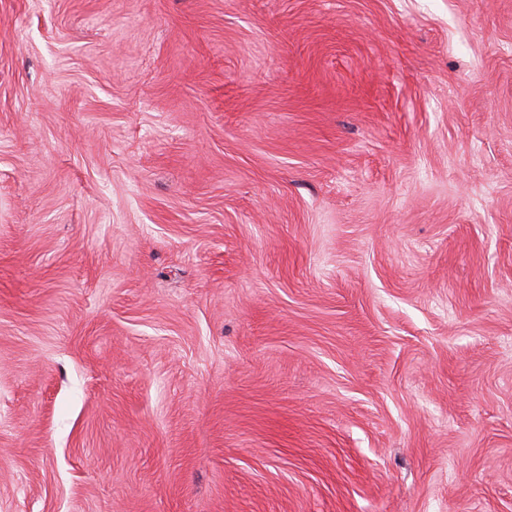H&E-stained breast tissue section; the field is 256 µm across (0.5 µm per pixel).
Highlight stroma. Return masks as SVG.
Segmentation results:
<instances>
[{
    "mask_svg": "<svg viewBox=\"0 0 512 512\" xmlns=\"http://www.w3.org/2000/svg\"><path fill=\"white\" fill-rule=\"evenodd\" d=\"M0 512H512V0H0Z\"/></svg>",
    "mask_w": 512,
    "mask_h": 512,
    "instance_id": "stroma-1",
    "label": "stroma"
}]
</instances>
